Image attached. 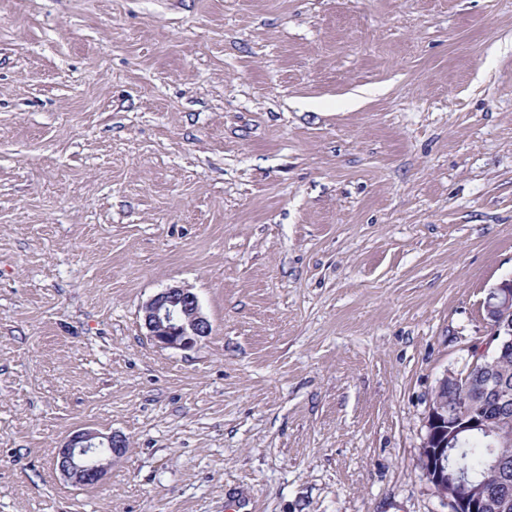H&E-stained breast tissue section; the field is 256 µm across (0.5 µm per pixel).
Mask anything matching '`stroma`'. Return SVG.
Masks as SVG:
<instances>
[{"instance_id":"1","label":"stroma","mask_w":512,"mask_h":512,"mask_svg":"<svg viewBox=\"0 0 512 512\" xmlns=\"http://www.w3.org/2000/svg\"><path fill=\"white\" fill-rule=\"evenodd\" d=\"M509 277L512 0H0V512H449L425 417ZM150 341L160 348L190 350L210 334L197 294L189 286L165 288L142 308ZM127 447V440L121 435L104 436L92 429H80L58 449L56 467L73 484L95 486Z\"/></svg>"}]
</instances>
